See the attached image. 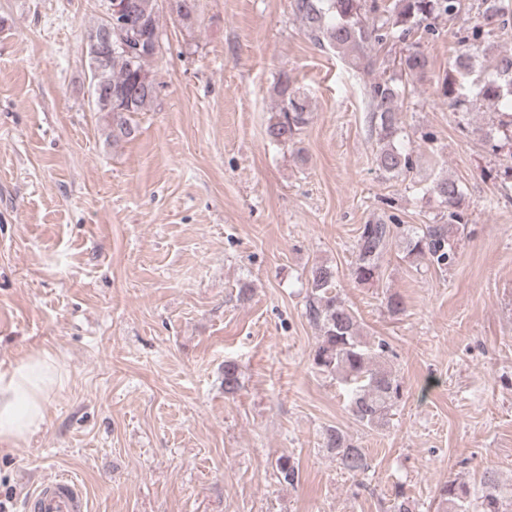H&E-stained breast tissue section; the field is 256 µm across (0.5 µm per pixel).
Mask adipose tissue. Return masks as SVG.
<instances>
[{
	"mask_svg": "<svg viewBox=\"0 0 512 512\" xmlns=\"http://www.w3.org/2000/svg\"><path fill=\"white\" fill-rule=\"evenodd\" d=\"M63 383L60 360L48 350L0 372V448L16 447L41 430L48 400Z\"/></svg>",
	"mask_w": 512,
	"mask_h": 512,
	"instance_id": "adipose-tissue-1",
	"label": "adipose tissue"
}]
</instances>
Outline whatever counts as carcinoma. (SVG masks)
Listing matches in <instances>:
<instances>
[{
	"mask_svg": "<svg viewBox=\"0 0 512 512\" xmlns=\"http://www.w3.org/2000/svg\"><path fill=\"white\" fill-rule=\"evenodd\" d=\"M171 11L183 22L197 14L198 0H171ZM364 0H294V11L306 31L320 46H328L348 56L352 64L372 65L370 52L390 41L407 44L400 58V70L407 75L425 72L428 59L413 37L419 31L434 32L429 20L440 15L459 16L463 0H372L363 10ZM133 16L128 29L133 36H161L158 0H132ZM476 16L463 29L464 49L455 58L452 69L462 79L471 80V94L462 92L456 80H448L445 94L451 106L460 111L461 122L470 115L472 99L500 104L498 124L483 133V141L492 151L508 149L512 158V51H498L492 36L495 31L512 28V0H477ZM152 53L131 55L126 49L112 48L106 65L97 72L95 85L112 92V138L128 137L134 132L131 116L143 112L157 98V89L145 90L139 76H149ZM276 114L270 119L267 134L278 144L296 143L310 121L307 101L292 87L286 75L275 84ZM371 107V123L378 137V169L392 177L414 169L412 151L399 144L402 134L399 117L404 89L392 77H382L366 90ZM448 213V223L424 228L405 229L399 224L370 222L361 227L351 262L350 275L360 284L375 282L383 272L385 255L393 240L400 239L406 256L426 260L438 267H450L456 261L452 236L463 225L460 207L464 197L461 183L439 177L424 188ZM313 299L309 315L320 332L313 354L316 368L344 383L349 396V410L354 419L368 428L383 427L401 397V385L392 371L380 363L386 343L370 342L361 334L354 310L335 292L336 269L317 265L311 270ZM239 388L238 365L224 362V392ZM325 447L331 450L340 468L352 475L364 474L370 463L364 449L350 442L341 430L326 431ZM280 480L292 484L299 478L298 468L287 457L277 459ZM439 512H512V484L501 483L491 469L483 472L475 487L450 480L439 491Z\"/></svg>",
	"mask_w": 512,
	"mask_h": 512,
	"instance_id": "1",
	"label": "carcinoma"
}]
</instances>
